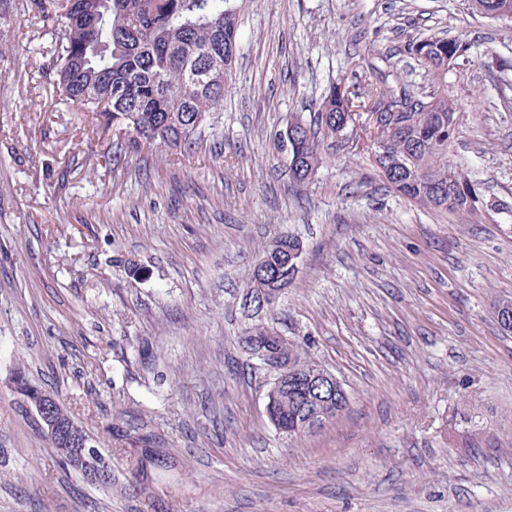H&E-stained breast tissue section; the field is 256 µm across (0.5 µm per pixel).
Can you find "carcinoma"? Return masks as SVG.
<instances>
[{
	"instance_id": "cac0c4a2",
	"label": "carcinoma",
	"mask_w": 512,
	"mask_h": 512,
	"mask_svg": "<svg viewBox=\"0 0 512 512\" xmlns=\"http://www.w3.org/2000/svg\"><path fill=\"white\" fill-rule=\"evenodd\" d=\"M35 14L51 36L47 75L58 100L71 112L112 131L102 158L118 166L123 157L154 146L192 150L195 135L210 114L221 111L227 76L238 41L237 0H34ZM480 14L512 0H469ZM20 0H0V44L11 39ZM438 83L420 97L395 99L381 82L370 95L333 85L323 96L311 124L293 118L286 124L295 140L279 143L291 150L296 183L312 179L322 159L323 140L347 144L351 136L344 124L356 110L377 112L399 104L392 113L404 123V137H388L387 159L375 171L388 187L426 208L472 210L474 187L448 164L457 124V101L448 93V68L465 54L467 46L446 37L410 43ZM281 243L292 250L299 239L287 230L267 245V275L279 282L291 280ZM258 345L274 347L279 333L263 323L245 329L243 336ZM344 408L338 390L322 382L290 383L275 400L272 412L282 433L301 437L314 433ZM53 464L80 474L59 442ZM116 458L129 461L130 476L147 495L167 455L134 443L112 449Z\"/></svg>"
}]
</instances>
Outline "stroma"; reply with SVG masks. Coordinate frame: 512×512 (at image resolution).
I'll list each match as a JSON object with an SVG mask.
<instances>
[{
  "mask_svg": "<svg viewBox=\"0 0 512 512\" xmlns=\"http://www.w3.org/2000/svg\"><path fill=\"white\" fill-rule=\"evenodd\" d=\"M238 2L224 107L190 157L102 166L101 128L42 72L33 14L0 56V512L148 510L125 460L108 490L46 469L19 372L104 455L117 428L169 451L155 490L171 512H512V334L494 308L512 296V22L467 0ZM433 34L469 46L448 73V159L475 210L397 194L364 138L294 183L289 116L311 120L334 83L428 91L408 45ZM283 229L303 259L257 318L242 297ZM258 319L342 382L349 404L320 431L290 439L267 418L273 375L237 346Z\"/></svg>",
  "mask_w": 512,
  "mask_h": 512,
  "instance_id": "stroma-1",
  "label": "stroma"
}]
</instances>
